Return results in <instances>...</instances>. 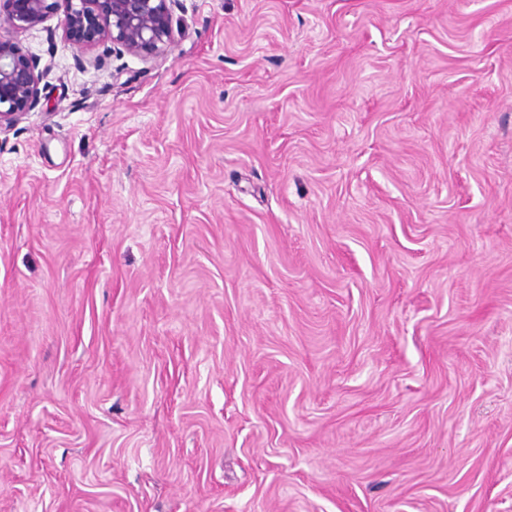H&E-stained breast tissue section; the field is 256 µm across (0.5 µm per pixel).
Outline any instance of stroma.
<instances>
[{"instance_id":"35a3bbf8","label":"stroma","mask_w":512,"mask_h":512,"mask_svg":"<svg viewBox=\"0 0 512 512\" xmlns=\"http://www.w3.org/2000/svg\"><path fill=\"white\" fill-rule=\"evenodd\" d=\"M0 40V512H512V0H180ZM17 30L42 24L61 14L66 36L86 50L110 44L112 53L149 59L170 47L181 29L174 7L178 0H4ZM37 60L13 42L0 41V129L41 104Z\"/></svg>"}]
</instances>
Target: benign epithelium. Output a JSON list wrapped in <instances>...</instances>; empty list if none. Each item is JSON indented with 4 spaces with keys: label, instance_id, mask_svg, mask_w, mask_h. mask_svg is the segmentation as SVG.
Returning <instances> with one entry per match:
<instances>
[{
    "label": "benign epithelium",
    "instance_id": "obj_1",
    "mask_svg": "<svg viewBox=\"0 0 512 512\" xmlns=\"http://www.w3.org/2000/svg\"><path fill=\"white\" fill-rule=\"evenodd\" d=\"M178 0H4L17 30L62 15L66 36L86 50L110 45L114 53L149 59L170 47ZM41 104L38 62L13 42L0 41V128Z\"/></svg>",
    "mask_w": 512,
    "mask_h": 512
}]
</instances>
